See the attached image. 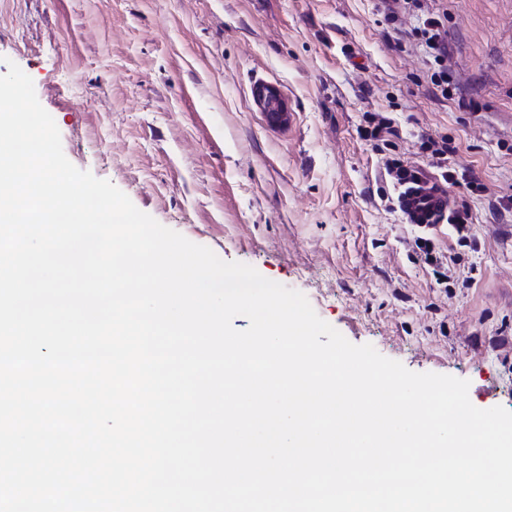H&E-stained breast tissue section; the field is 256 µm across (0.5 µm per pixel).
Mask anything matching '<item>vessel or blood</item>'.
I'll use <instances>...</instances> for the list:
<instances>
[{
	"instance_id": "vessel-or-blood-1",
	"label": "vessel or blood",
	"mask_w": 512,
	"mask_h": 512,
	"mask_svg": "<svg viewBox=\"0 0 512 512\" xmlns=\"http://www.w3.org/2000/svg\"><path fill=\"white\" fill-rule=\"evenodd\" d=\"M398 206L406 223L425 229L444 223L450 209L447 190L425 174L408 176L397 187Z\"/></svg>"
}]
</instances>
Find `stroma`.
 <instances>
[{
	"label": "stroma",
	"mask_w": 512,
	"mask_h": 512,
	"mask_svg": "<svg viewBox=\"0 0 512 512\" xmlns=\"http://www.w3.org/2000/svg\"><path fill=\"white\" fill-rule=\"evenodd\" d=\"M439 12L449 96L418 34ZM29 75L67 159L220 259L304 294L349 342L512 411V0H0V75ZM290 111L270 124L252 88ZM391 135L366 137L369 116ZM447 141L445 168L421 143ZM398 159L463 184L406 223ZM474 188H467V181ZM450 258L440 284L416 252ZM255 102L260 107L262 112H267V109L270 106V101L276 100L277 102V109L276 112H273L272 110L274 108H270L269 111L273 112L274 114V124L275 125H283L286 124L288 121V109L287 106L282 99L279 91L271 86L266 84H261L259 89L256 91L255 94Z\"/></svg>",
	"instance_id": "1"
}]
</instances>
